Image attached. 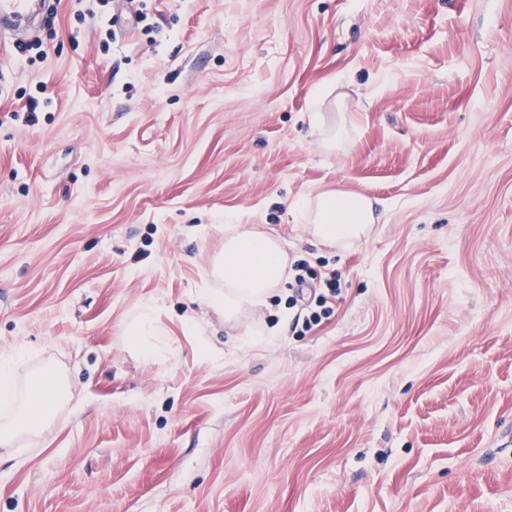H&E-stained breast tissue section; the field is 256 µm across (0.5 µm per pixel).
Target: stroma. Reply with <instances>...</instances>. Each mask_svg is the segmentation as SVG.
<instances>
[{
	"mask_svg": "<svg viewBox=\"0 0 512 512\" xmlns=\"http://www.w3.org/2000/svg\"><path fill=\"white\" fill-rule=\"evenodd\" d=\"M42 2L0 53V355L66 400L0 512H512V0ZM327 190L377 200L357 243L297 219ZM239 218L336 272L317 326L291 281L208 304ZM128 335L141 354L148 360H159L168 354V339L158 328L155 312L151 304L140 306L134 324Z\"/></svg>",
	"mask_w": 512,
	"mask_h": 512,
	"instance_id": "1",
	"label": "stroma"
}]
</instances>
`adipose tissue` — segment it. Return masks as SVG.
<instances>
[{
    "label": "adipose tissue",
    "mask_w": 512,
    "mask_h": 512,
    "mask_svg": "<svg viewBox=\"0 0 512 512\" xmlns=\"http://www.w3.org/2000/svg\"><path fill=\"white\" fill-rule=\"evenodd\" d=\"M306 217L313 236L327 245L360 240L369 224L377 220L369 197L333 191L319 193ZM287 270L288 253L278 236L256 224L233 225L224 241V252L213 268L214 277L223 281L224 289L209 294L208 301L223 310L225 316L236 317L245 307L265 304L274 288L287 280ZM128 334L146 359L166 357L168 339L157 326L151 304L140 306ZM63 385V378L56 372L44 374L42 384L32 391L17 418L0 424L1 449H9L19 426L35 430L50 423Z\"/></svg>",
    "instance_id": "adipose-tissue-1"
}]
</instances>
